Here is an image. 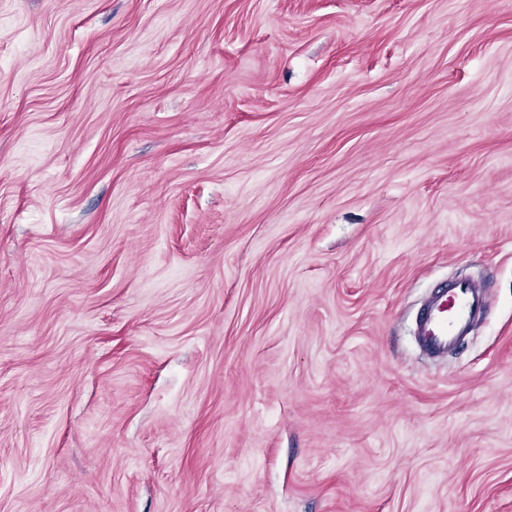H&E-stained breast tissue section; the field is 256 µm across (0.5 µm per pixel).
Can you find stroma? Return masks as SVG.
Instances as JSON below:
<instances>
[{
	"mask_svg": "<svg viewBox=\"0 0 512 512\" xmlns=\"http://www.w3.org/2000/svg\"><path fill=\"white\" fill-rule=\"evenodd\" d=\"M0 512H512V0H0ZM487 314L485 288L472 278L440 282L426 294L414 318L413 336L423 357L455 353Z\"/></svg>",
	"mask_w": 512,
	"mask_h": 512,
	"instance_id": "stroma-1",
	"label": "stroma"
}]
</instances>
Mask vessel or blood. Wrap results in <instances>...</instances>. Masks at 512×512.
Listing matches in <instances>:
<instances>
[{
  "label": "vessel or blood",
  "mask_w": 512,
  "mask_h": 512,
  "mask_svg": "<svg viewBox=\"0 0 512 512\" xmlns=\"http://www.w3.org/2000/svg\"><path fill=\"white\" fill-rule=\"evenodd\" d=\"M487 314L485 288L472 278L440 282L426 294L414 318L413 336L423 357L455 353Z\"/></svg>",
  "instance_id": "vessel-or-blood-1"
}]
</instances>
